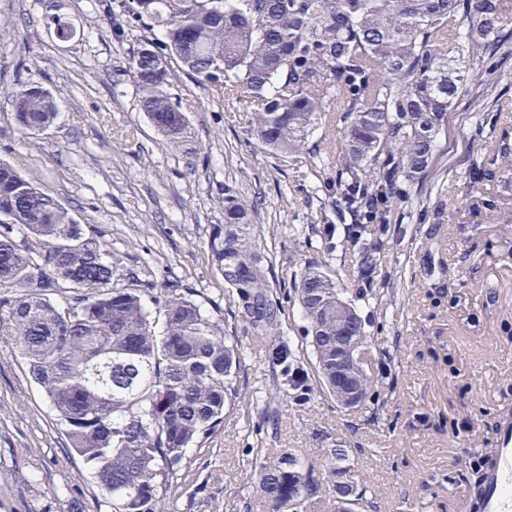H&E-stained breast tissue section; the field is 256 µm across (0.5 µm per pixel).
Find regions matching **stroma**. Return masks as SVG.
I'll return each instance as SVG.
<instances>
[{"mask_svg": "<svg viewBox=\"0 0 512 512\" xmlns=\"http://www.w3.org/2000/svg\"><path fill=\"white\" fill-rule=\"evenodd\" d=\"M50 16L72 24L73 38L58 40ZM145 34L116 39L100 0H0V161L33 176L126 269L192 289L244 351L233 377L240 398L225 405L223 429L191 449L170 512H264L256 461L289 449L311 464L332 448L348 450L373 492L358 512H481L477 482L512 415V178L479 191L465 172L491 164L493 142L512 139V57L488 95L489 120L459 96L432 168L392 210L386 235L363 234L377 247L367 276L322 190L336 177L330 162L262 149L245 102L177 64L169 92L194 149L163 145L124 73ZM29 81L60 109L36 134L22 132L8 96ZM228 188L255 204L247 229L272 259L269 295L283 326L302 323L288 296L305 268H319L346 299L367 294L361 314L374 325L364 365L382 389L366 412L341 411L316 392L302 405L266 404L280 369L211 261L210 229L224 221ZM484 191L502 196L490 220L477 203ZM76 502L81 512H112L21 356L0 342V512H71Z\"/></svg>", "mask_w": 512, "mask_h": 512, "instance_id": "35a3bbf8", "label": "stroma"}]
</instances>
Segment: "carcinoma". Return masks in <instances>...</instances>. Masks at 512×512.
I'll list each match as a JSON object with an SVG mask.
<instances>
[{
  "label": "carcinoma",
  "instance_id": "carcinoma-1",
  "mask_svg": "<svg viewBox=\"0 0 512 512\" xmlns=\"http://www.w3.org/2000/svg\"><path fill=\"white\" fill-rule=\"evenodd\" d=\"M116 33L137 24L145 38L125 69L138 106L179 150L189 121L167 88L177 60L202 85L250 103L247 129L272 153L336 157L326 185L351 224H389L402 185L428 171L460 85L463 65L512 54L503 0H123ZM19 126L40 132L58 105L35 82L10 93ZM336 104L335 116L326 105ZM334 139L309 145L323 123ZM498 169L472 164V186L512 174V143L494 146ZM252 205L224 190V223L212 226V259L242 301L253 335L269 342L282 383L265 396L304 402L312 391L299 365L310 348L318 383L335 401L337 344L367 343L359 313L336 318L343 289L315 267L295 282L304 325L290 336L268 303L270 258L240 230ZM376 247H358L361 269ZM62 297L54 301L48 292ZM0 340L22 354L68 448L80 456L112 512H169L191 448L224 426V406L239 398L232 377L238 345L224 319L202 310L189 288L159 285L125 272L103 245L37 182L0 162ZM344 448L327 453L331 476L351 472ZM302 488L309 512H326L324 483L292 452L268 456L257 488L274 512H298L288 483ZM363 501L354 477L334 484Z\"/></svg>",
  "mask_w": 512,
  "mask_h": 512
}]
</instances>
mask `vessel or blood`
<instances>
[{"instance_id": "b4317fda", "label": "vessel or blood", "mask_w": 512, "mask_h": 512, "mask_svg": "<svg viewBox=\"0 0 512 512\" xmlns=\"http://www.w3.org/2000/svg\"><path fill=\"white\" fill-rule=\"evenodd\" d=\"M483 512H512V418L499 426L497 447L488 461L480 491Z\"/></svg>"}]
</instances>
